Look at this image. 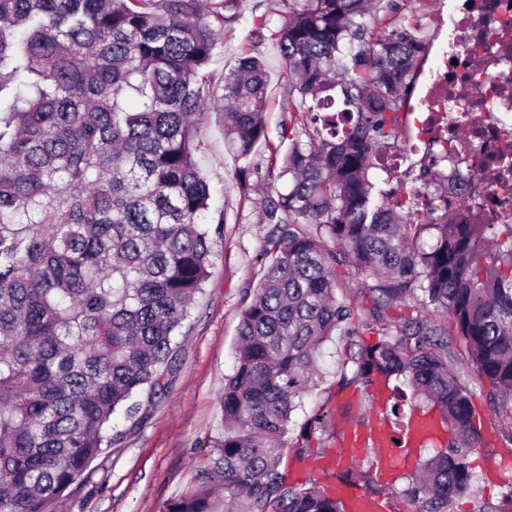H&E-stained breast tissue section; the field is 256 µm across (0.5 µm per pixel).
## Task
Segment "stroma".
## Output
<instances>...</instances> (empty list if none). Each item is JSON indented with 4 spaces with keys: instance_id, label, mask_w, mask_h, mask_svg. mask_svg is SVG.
Masks as SVG:
<instances>
[{
    "instance_id": "1",
    "label": "stroma",
    "mask_w": 512,
    "mask_h": 512,
    "mask_svg": "<svg viewBox=\"0 0 512 512\" xmlns=\"http://www.w3.org/2000/svg\"><path fill=\"white\" fill-rule=\"evenodd\" d=\"M398 3L397 12L380 14L370 20V28L380 31L418 15L427 35L435 34L442 21L437 0ZM284 13L282 0H239L236 18L219 38L208 67L218 83L241 51L256 48L261 52L270 76L265 116L269 143L260 149L264 157L280 145V123L287 102L278 85L281 57L275 45L262 39L259 25L277 26ZM199 145L197 159L211 187L210 211L224 215V236L216 248L211 276L196 294L189 317L174 339L165 367V388L153 395L137 394V401L145 405L142 417L114 415L112 425L124 437L118 445L103 449L90 465L97 492H79L56 503L55 512H161L168 500L189 493L210 477L212 445L222 432L219 409L224 378L232 374L235 365L243 301L264 275L260 250L270 227L257 223L250 201L240 193L238 165L224 148L218 114L202 120ZM345 356L343 336L324 344L320 357L323 380L294 414L300 421L311 413L328 412L330 427L321 449L329 455L336 452L341 413L348 406L368 404L371 395L365 384L341 385L340 365ZM511 455L512 448L504 442L481 445L471 456L478 476L477 493L456 498L453 512H473L478 500L497 505L506 490L500 464Z\"/></svg>"
}]
</instances>
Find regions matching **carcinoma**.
I'll list each match as a JSON object with an SVG mask.
<instances>
[{
	"label": "carcinoma",
	"mask_w": 512,
	"mask_h": 512,
	"mask_svg": "<svg viewBox=\"0 0 512 512\" xmlns=\"http://www.w3.org/2000/svg\"><path fill=\"white\" fill-rule=\"evenodd\" d=\"M283 2L270 38L288 149L269 157L282 189L252 199L272 229L224 382L219 487L162 512H345L282 467L327 431L322 411L297 432L292 414L338 329L346 383L379 384L393 414L410 387V411L448 442L431 444L401 490L379 482L368 455L337 478L415 512H450L473 491L470 456L483 443L463 368L499 401L496 429L512 444V223L448 203L420 222L390 177L381 188L368 178L401 136L420 21L375 34L367 18L383 0ZM236 3L0 0V512H53L86 487L89 463L123 437L112 417H134V395L162 385L211 274L220 230L209 224L224 223L209 216L195 159L199 121L219 113L246 192L268 142L260 53L239 54L219 87L205 72ZM420 179L448 200V174ZM340 265L375 278L367 305L341 285Z\"/></svg>",
	"instance_id": "cac0c4a2"
}]
</instances>
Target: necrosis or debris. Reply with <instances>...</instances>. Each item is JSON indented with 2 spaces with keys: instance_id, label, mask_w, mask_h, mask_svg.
<instances>
[{
  "instance_id": "4bbe7bcc",
  "label": "necrosis or debris",
  "mask_w": 512,
  "mask_h": 512,
  "mask_svg": "<svg viewBox=\"0 0 512 512\" xmlns=\"http://www.w3.org/2000/svg\"><path fill=\"white\" fill-rule=\"evenodd\" d=\"M448 31L407 111L402 146L380 154L381 168L448 158V200L486 201L512 223V176L486 187L480 177L499 157L512 161V0H449Z\"/></svg>"
}]
</instances>
